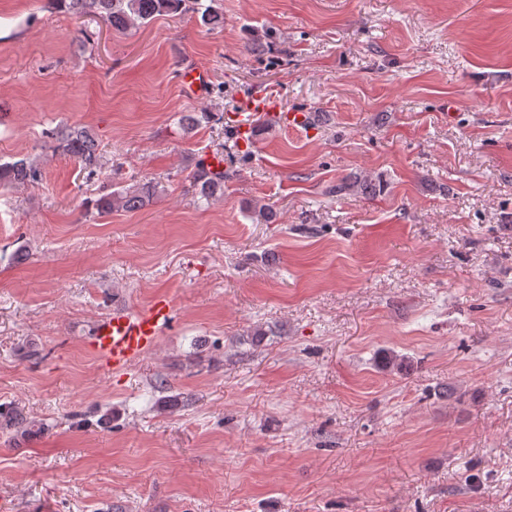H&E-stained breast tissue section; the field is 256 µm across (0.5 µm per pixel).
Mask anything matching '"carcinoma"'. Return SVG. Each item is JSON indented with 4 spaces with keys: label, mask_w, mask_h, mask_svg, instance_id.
Listing matches in <instances>:
<instances>
[{
    "label": "carcinoma",
    "mask_w": 512,
    "mask_h": 512,
    "mask_svg": "<svg viewBox=\"0 0 512 512\" xmlns=\"http://www.w3.org/2000/svg\"><path fill=\"white\" fill-rule=\"evenodd\" d=\"M58 8L78 17L96 16L103 19L112 29L125 31L138 28L162 15H176L192 10L202 25L216 27L224 23V15L211 5L202 6L200 0H55ZM57 147L76 160L86 178L92 179L102 169L101 156L96 139L85 129L61 127L52 133ZM43 179L41 168L31 159H20L0 164V186L24 189ZM196 186L197 205L224 196V170H213L206 161L199 163ZM336 195L352 192L374 195L377 185L367 175L349 177L333 189ZM157 185L151 182L122 187L100 197L96 210L103 213L123 210L132 212L148 205L158 196Z\"/></svg>",
    "instance_id": "1"
}]
</instances>
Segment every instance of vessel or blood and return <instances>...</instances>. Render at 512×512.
<instances>
[{"instance_id": "vessel-or-blood-1", "label": "vessel or blood", "mask_w": 512, "mask_h": 512, "mask_svg": "<svg viewBox=\"0 0 512 512\" xmlns=\"http://www.w3.org/2000/svg\"><path fill=\"white\" fill-rule=\"evenodd\" d=\"M273 96L263 91L253 92L244 111L232 119L239 132H246L255 115L270 112L272 121L295 128L306 123L307 117L299 112L277 113ZM172 304L159 297L145 309L137 311L116 310L102 319L95 327L90 340L106 367L124 369L153 349L166 325L172 319Z\"/></svg>"}]
</instances>
